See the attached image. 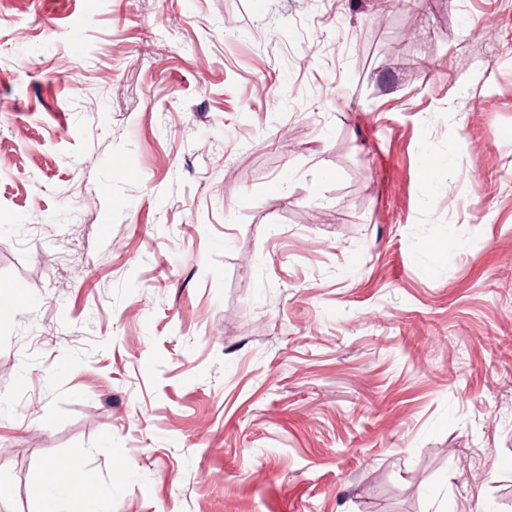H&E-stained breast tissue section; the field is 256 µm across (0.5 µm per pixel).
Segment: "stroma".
Masks as SVG:
<instances>
[{"instance_id":"obj_1","label":"stroma","mask_w":512,"mask_h":512,"mask_svg":"<svg viewBox=\"0 0 512 512\" xmlns=\"http://www.w3.org/2000/svg\"><path fill=\"white\" fill-rule=\"evenodd\" d=\"M379 2L0 0V512H512V0ZM80 476L75 469L61 471L54 465L48 467V476L40 489L43 512H55L59 502L71 491L80 490Z\"/></svg>"}]
</instances>
